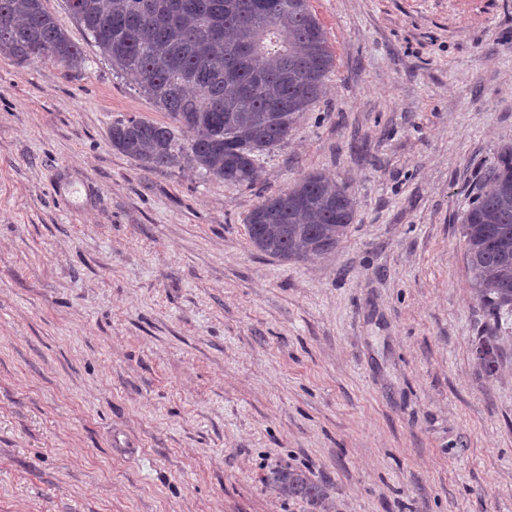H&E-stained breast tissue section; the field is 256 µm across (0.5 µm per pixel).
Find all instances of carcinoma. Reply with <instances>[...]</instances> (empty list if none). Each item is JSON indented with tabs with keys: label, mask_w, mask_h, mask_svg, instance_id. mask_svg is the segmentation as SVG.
I'll use <instances>...</instances> for the list:
<instances>
[{
	"label": "carcinoma",
	"mask_w": 512,
	"mask_h": 512,
	"mask_svg": "<svg viewBox=\"0 0 512 512\" xmlns=\"http://www.w3.org/2000/svg\"><path fill=\"white\" fill-rule=\"evenodd\" d=\"M75 0L67 9L112 62L136 76L165 122L130 117L112 123V148L145 170L191 166L207 179L253 185L260 157L286 141L323 96L335 67L309 0ZM0 50L19 65L43 57L78 67L80 47L44 0H0ZM488 187L461 216L470 285L498 324L512 314V151L486 175ZM353 220L349 187L311 172L264 198L246 219L251 245L286 261L336 252ZM488 373L498 366L495 337L478 350ZM270 482L315 507L324 484L298 470Z\"/></svg>",
	"instance_id": "carcinoma-1"
}]
</instances>
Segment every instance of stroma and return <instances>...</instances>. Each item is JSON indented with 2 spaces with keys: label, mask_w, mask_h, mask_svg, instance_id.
Masks as SVG:
<instances>
[{
  "label": "stroma",
  "mask_w": 512,
  "mask_h": 512,
  "mask_svg": "<svg viewBox=\"0 0 512 512\" xmlns=\"http://www.w3.org/2000/svg\"><path fill=\"white\" fill-rule=\"evenodd\" d=\"M310 4L335 68L252 186L113 149L166 116L65 0L81 67L0 50V512H512V315L487 373L461 234L512 148V0ZM313 171L354 197L336 253L256 251ZM269 480L288 498L304 500L315 508L320 506L327 496L326 486L312 480L302 471L290 469L276 470L272 472Z\"/></svg>",
  "instance_id": "35a3bbf8"
}]
</instances>
